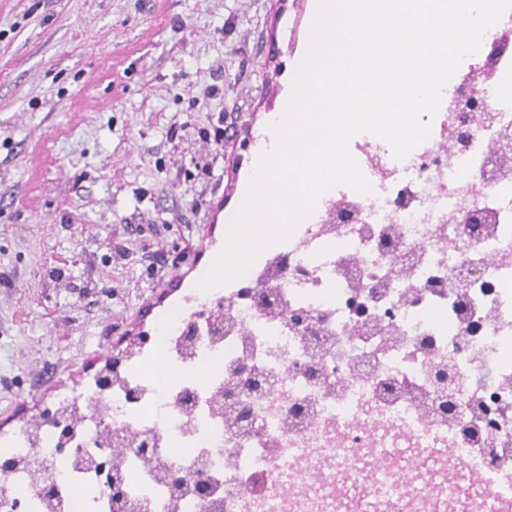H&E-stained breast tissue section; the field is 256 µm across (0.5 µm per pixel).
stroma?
Returning <instances> with one entry per match:
<instances>
[{
	"label": "stroma",
	"mask_w": 512,
	"mask_h": 512,
	"mask_svg": "<svg viewBox=\"0 0 512 512\" xmlns=\"http://www.w3.org/2000/svg\"><path fill=\"white\" fill-rule=\"evenodd\" d=\"M294 0H0V434L123 354L235 213L300 54ZM223 65L224 95L207 90ZM223 118L213 159L167 139ZM213 163L207 183L184 172ZM29 194L25 209L12 205ZM71 262L68 287L49 270Z\"/></svg>",
	"instance_id": "stroma-1"
}]
</instances>
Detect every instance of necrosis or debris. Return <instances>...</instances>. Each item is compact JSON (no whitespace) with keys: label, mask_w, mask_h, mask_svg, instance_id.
<instances>
[{"label":"necrosis or debris","mask_w":512,"mask_h":512,"mask_svg":"<svg viewBox=\"0 0 512 512\" xmlns=\"http://www.w3.org/2000/svg\"><path fill=\"white\" fill-rule=\"evenodd\" d=\"M459 73L405 158L371 135L351 141L371 193L329 190L244 277L189 290L134 349L57 396L53 410L78 418L74 447L100 455L107 425L126 439L120 473L138 512H346L339 483L360 489L364 512H419L429 499L446 512L457 483H405L388 458L450 446L477 462L491 442L507 456L465 512H497L512 495V170L494 156L512 134V96L495 93L512 83V48L491 72L469 57ZM465 208L487 223L468 232ZM440 361L467 383L437 416L425 405ZM244 365L259 390L234 424L221 398ZM61 434L47 422L0 439L11 512L47 485L53 512H112L107 476L75 469ZM171 470L188 483L177 498Z\"/></svg>","instance_id":"obj_1"}]
</instances>
